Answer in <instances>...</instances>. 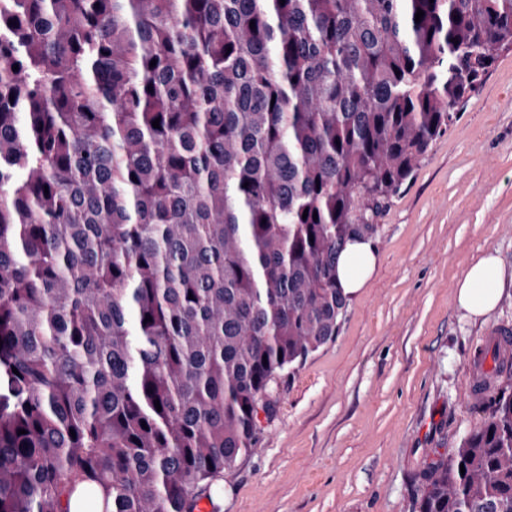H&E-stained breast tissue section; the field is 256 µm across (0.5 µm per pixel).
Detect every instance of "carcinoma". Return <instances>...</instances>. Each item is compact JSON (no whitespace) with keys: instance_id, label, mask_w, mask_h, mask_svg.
<instances>
[{"instance_id":"cac0c4a2","label":"carcinoma","mask_w":512,"mask_h":512,"mask_svg":"<svg viewBox=\"0 0 512 512\" xmlns=\"http://www.w3.org/2000/svg\"><path fill=\"white\" fill-rule=\"evenodd\" d=\"M509 47L512 0H0V512L211 500ZM417 482L512 512L508 387Z\"/></svg>"}]
</instances>
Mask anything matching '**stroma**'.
<instances>
[{"instance_id":"stroma-1","label":"stroma","mask_w":512,"mask_h":512,"mask_svg":"<svg viewBox=\"0 0 512 512\" xmlns=\"http://www.w3.org/2000/svg\"><path fill=\"white\" fill-rule=\"evenodd\" d=\"M379 264L338 336L284 379L261 444L200 512H414L415 474L488 411L469 361L512 329V286L480 320L456 283L486 252L512 269V49L378 220Z\"/></svg>"}]
</instances>
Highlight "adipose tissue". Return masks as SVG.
<instances>
[{"instance_id":"ef3b65f1","label":"adipose tissue","mask_w":512,"mask_h":512,"mask_svg":"<svg viewBox=\"0 0 512 512\" xmlns=\"http://www.w3.org/2000/svg\"><path fill=\"white\" fill-rule=\"evenodd\" d=\"M378 263L372 238L348 241L336 263V278L345 295L365 287ZM508 279L503 261L494 254L474 259L462 272L457 285L458 306L473 320L495 309Z\"/></svg>"}]
</instances>
